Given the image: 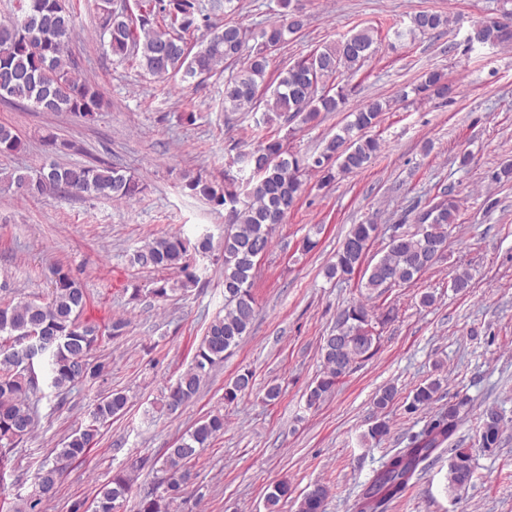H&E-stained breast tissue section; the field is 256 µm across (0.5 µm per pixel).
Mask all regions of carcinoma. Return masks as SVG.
<instances>
[{
  "label": "carcinoma",
  "mask_w": 512,
  "mask_h": 512,
  "mask_svg": "<svg viewBox=\"0 0 512 512\" xmlns=\"http://www.w3.org/2000/svg\"><path fill=\"white\" fill-rule=\"evenodd\" d=\"M279 19L260 34V42L249 45L241 25L231 20L218 26L211 14L200 9L197 0H142L144 13L115 10L110 0H98L103 34L112 56L129 58L157 78L177 74L183 79L209 78L224 71V65L246 60V65L224 82V111L252 112L263 108V117L253 130L255 142L232 158L238 175L224 176L219 185L202 174L186 177L191 194L226 213L224 241L214 245L206 233L195 240L181 231L145 243L134 250L131 264L141 269L176 268L181 279L176 286L168 281L151 290L154 298L166 301L169 293H186L201 281L197 258L220 251L224 265V314L209 324L191 363L166 387L164 406L174 398L191 400L210 371L224 361L227 352L237 347L249 333L257 315L253 293L254 270L260 252L269 250L275 226L284 223L304 190L309 172L321 175L327 185L341 176L356 173L372 162L381 150L378 138L368 135L376 127L390 102L370 100L350 113L352 119L340 127L323 148L313 154L288 150L283 140L268 134L275 121L286 124L318 121L323 112H338L349 96L345 84L326 86L343 71L354 70L375 52V39L364 29L314 51L279 72L272 83L265 81L269 57L288 42V36L307 26L300 0H277ZM76 11L66 0H18L17 11L7 23H0V99L27 101L39 112H68L92 121L102 112L104 94L92 82L79 78L77 62L69 43L77 34ZM451 21L441 13L423 10L410 17L405 30L395 36L428 35L449 30ZM203 31L199 41L188 44L187 37ZM468 45L499 46L512 42V7L503 8V17L482 23ZM450 87L444 75L428 71L414 88L437 98L448 96ZM25 149L23 139L9 126L0 125V155L11 156ZM8 187L23 198H38L61 193L71 197H105L130 201L144 190L141 177L113 165H61L56 161L38 170L6 176ZM458 204L452 193L412 209L416 231L395 233L380 250L375 263L364 264L376 233L368 220L351 226L336 261L326 268L328 279H349L355 270L366 266L360 284L362 300L352 304L336 318L330 335L322 337V370L310 384L306 405H320L360 361L370 357L379 340L375 325L387 320L377 313L372 302L392 287L413 283L444 256L448 228L456 221ZM88 294L79 278L68 268L52 270L51 286L44 298L23 299L0 304V469L9 461L16 445L29 437L35 416L29 398L44 383L65 392L79 383L104 376L110 363L94 356L105 340L123 336L129 322L111 319L101 326L84 317ZM252 374L245 372L224 388V407H232L249 390ZM441 381L437 378L416 388L409 409L432 407L438 400ZM468 400L448 406L430 417L425 427L411 436L404 448L395 451L376 470L356 501L355 512H387L390 503L401 497L425 470L431 459L448 452V490L456 491L473 477V454L464 448L445 449L455 437ZM129 397L113 391L93 400L88 419L56 449V461L43 463L37 473L35 490L23 499L20 512H42L59 483V472L66 462L83 459L94 446L104 425L124 415ZM224 412L209 413L178 444L166 450L156 486L141 497L139 512H172V505L186 489L181 475L197 477L196 461L202 451L224 435ZM503 416L494 407L483 411L474 447L483 453L499 448ZM135 471L118 469L98 496L86 507L78 504L74 512H118L132 492ZM292 495L288 481L268 488L265 512H280V503ZM329 489L317 484L298 503L297 512H325Z\"/></svg>",
  "instance_id": "cac0c4a2"
}]
</instances>
